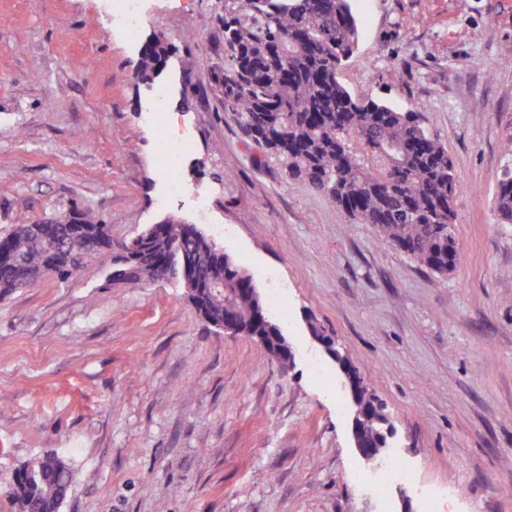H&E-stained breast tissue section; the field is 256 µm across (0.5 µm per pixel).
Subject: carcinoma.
<instances>
[{"label": "carcinoma", "mask_w": 512, "mask_h": 512, "mask_svg": "<svg viewBox=\"0 0 512 512\" xmlns=\"http://www.w3.org/2000/svg\"><path fill=\"white\" fill-rule=\"evenodd\" d=\"M224 70L216 83L224 111L265 156L280 162L302 187L323 194L358 224L419 266L446 276L457 263L454 235L456 171L445 146L417 112L350 92L341 76L358 46L348 0H224ZM171 56L156 34L143 44L140 77L160 75ZM493 208L512 223V170L504 172ZM91 239L68 236V225L42 219L0 230V296L43 279L51 250L60 251L53 278L67 282L91 268L117 270L134 285L160 272L185 286L184 252L202 290L189 295L197 314L224 329L232 316L240 336H255V284L237 261L189 224L166 221L141 237L146 256L112 254L110 227L92 209L80 211ZM239 289L224 299L208 285ZM70 485L67 463L49 455L15 469L11 495L20 512H56Z\"/></svg>", "instance_id": "obj_1"}]
</instances>
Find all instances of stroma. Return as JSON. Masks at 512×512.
Returning <instances> with one entry per match:
<instances>
[{"label":"stroma","instance_id":"stroma-1","mask_svg":"<svg viewBox=\"0 0 512 512\" xmlns=\"http://www.w3.org/2000/svg\"><path fill=\"white\" fill-rule=\"evenodd\" d=\"M350 5L345 85L420 112L454 160L448 275L300 186L225 113L224 0H145L132 39L107 0H0V227L89 208L118 246L168 217L196 225L295 354L278 366L167 281L104 290L91 269L0 298V512H18L14 470L47 454L72 472L60 512H512V224L493 210L512 167V0ZM155 33L172 56L145 83ZM180 141L175 197L159 160ZM311 319L385 402L386 456L416 486L367 488L378 465Z\"/></svg>","mask_w":512,"mask_h":512}]
</instances>
